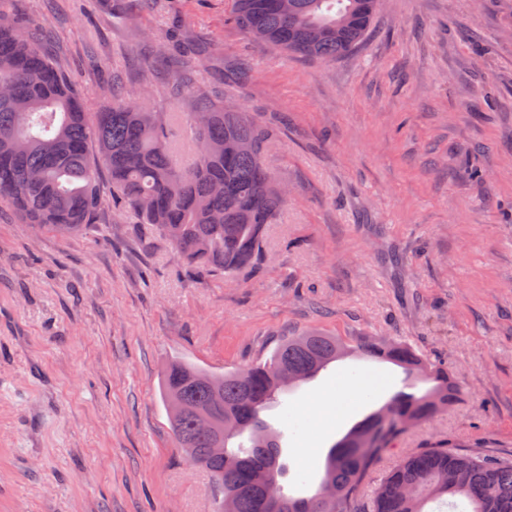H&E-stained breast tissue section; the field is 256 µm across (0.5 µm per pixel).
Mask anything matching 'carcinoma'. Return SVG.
Wrapping results in <instances>:
<instances>
[{"instance_id": "carcinoma-1", "label": "carcinoma", "mask_w": 512, "mask_h": 512, "mask_svg": "<svg viewBox=\"0 0 512 512\" xmlns=\"http://www.w3.org/2000/svg\"><path fill=\"white\" fill-rule=\"evenodd\" d=\"M378 0H234L239 26L288 55L334 61L367 37ZM0 201L40 231L89 234L102 204L96 144L112 184V201L150 225L189 264L232 279L262 250L265 226L284 200L266 163L263 132L243 112L202 100L189 113L191 157H177L167 136L171 118L147 111L133 92H112L102 111L88 113L38 45V36L0 12ZM402 367L431 388L397 392L356 422L329 448L323 499L285 495L282 512H512V458L469 452L446 440L406 455L359 509L361 489L380 457L406 427L448 411L462 389L448 368L398 340L307 331L286 336L271 356L222 374L182 359L161 376V395L177 447L207 471L216 512H268L266 479L279 482V433L261 414L291 386L315 378L351 355ZM212 430L203 432L199 418ZM248 435L249 446L233 445ZM219 439L224 455L209 448Z\"/></svg>"}]
</instances>
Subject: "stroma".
<instances>
[{"mask_svg":"<svg viewBox=\"0 0 512 512\" xmlns=\"http://www.w3.org/2000/svg\"><path fill=\"white\" fill-rule=\"evenodd\" d=\"M4 7L44 30L87 111L118 81L160 115L201 98L247 113L291 195L231 281L113 206L109 178L90 236L33 233L0 202V512H214L169 429L165 364L241 368L307 330L403 340L462 387L368 487L443 437L512 455V0H383L333 62L249 36L233 0ZM367 367L336 362L263 412L284 433L286 493L311 494L330 446L404 376L383 362L356 390ZM336 397L344 411L326 415Z\"/></svg>","mask_w":512,"mask_h":512,"instance_id":"1","label":"stroma"}]
</instances>
